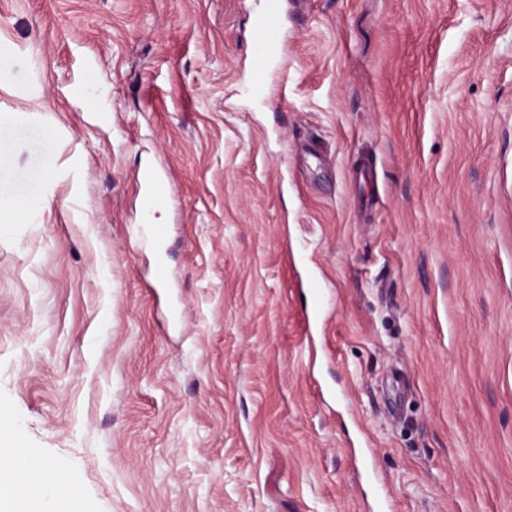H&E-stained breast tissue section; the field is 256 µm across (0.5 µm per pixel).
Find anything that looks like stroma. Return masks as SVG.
<instances>
[{
	"label": "stroma",
	"mask_w": 512,
	"mask_h": 512,
	"mask_svg": "<svg viewBox=\"0 0 512 512\" xmlns=\"http://www.w3.org/2000/svg\"><path fill=\"white\" fill-rule=\"evenodd\" d=\"M281 4L254 100L263 0H0V445L59 512H364V433L392 512H512V0ZM280 19L279 0H266L254 22L247 83L249 91L256 98L265 95L267 76L281 49ZM139 185L145 214L150 216L155 205L165 200L169 192V184L152 168L147 167L140 174Z\"/></svg>",
	"instance_id": "stroma-1"
}]
</instances>
